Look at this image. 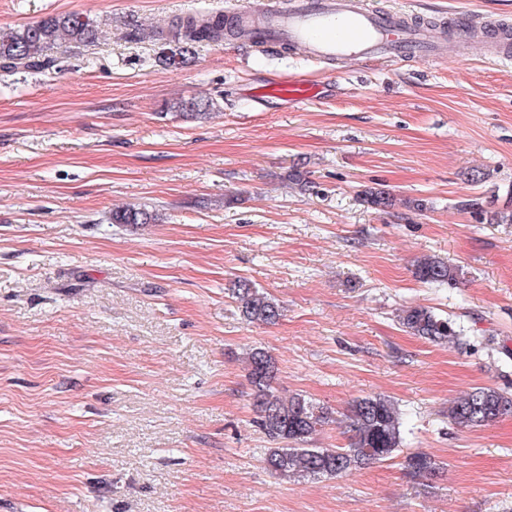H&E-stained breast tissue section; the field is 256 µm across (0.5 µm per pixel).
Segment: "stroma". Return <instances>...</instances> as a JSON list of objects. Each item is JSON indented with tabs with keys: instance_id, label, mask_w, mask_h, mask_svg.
Masks as SVG:
<instances>
[{
	"instance_id": "1",
	"label": "stroma",
	"mask_w": 512,
	"mask_h": 512,
	"mask_svg": "<svg viewBox=\"0 0 512 512\" xmlns=\"http://www.w3.org/2000/svg\"><path fill=\"white\" fill-rule=\"evenodd\" d=\"M242 0H0V28L52 14L98 23L48 70L0 72V512H512V417L473 430L448 405L512 393V60L313 62L233 39L190 64L158 57L194 10ZM421 17L512 15V0H367ZM308 74L323 97L251 110L248 89ZM212 97L209 120L173 102ZM299 168L309 186L285 175ZM377 187L379 211L360 200ZM477 200L479 221L464 209ZM423 201V211L412 208ZM135 205L160 220L113 223ZM435 256L458 285L418 281ZM245 278L280 304L251 324L226 289ZM447 313L433 344L400 308ZM268 350L282 395L337 411L381 393L402 451L343 478L266 469L246 352ZM425 452L438 479L405 474ZM400 325L407 332L431 343H450L462 335L460 328L433 308L415 305L405 306L398 315Z\"/></svg>"
}]
</instances>
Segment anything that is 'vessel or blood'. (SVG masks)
Returning <instances> with one entry per match:
<instances>
[{"mask_svg": "<svg viewBox=\"0 0 512 512\" xmlns=\"http://www.w3.org/2000/svg\"><path fill=\"white\" fill-rule=\"evenodd\" d=\"M240 14L253 21L242 40L244 47L268 51L299 47L313 61L437 59L449 40L463 44L475 32L496 58H512V19L503 16L460 12L445 29L411 15L388 14L363 0H249ZM319 94L317 83L290 75L262 85L253 97L307 103Z\"/></svg>", "mask_w": 512, "mask_h": 512, "instance_id": "b4317fda", "label": "vessel or blood"}]
</instances>
